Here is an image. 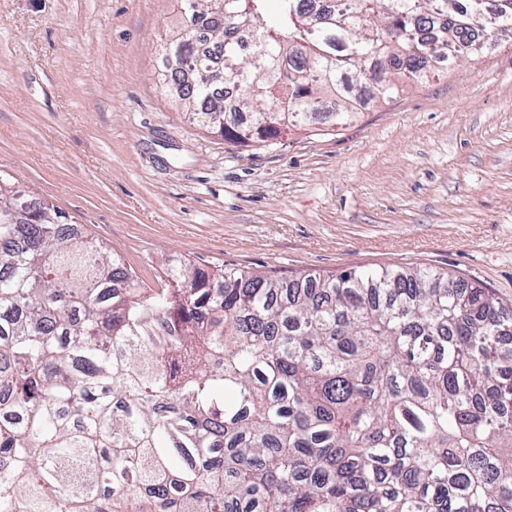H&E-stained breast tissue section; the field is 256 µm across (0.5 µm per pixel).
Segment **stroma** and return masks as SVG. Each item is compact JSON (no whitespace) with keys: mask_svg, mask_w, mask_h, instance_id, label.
Masks as SVG:
<instances>
[{"mask_svg":"<svg viewBox=\"0 0 512 512\" xmlns=\"http://www.w3.org/2000/svg\"><path fill=\"white\" fill-rule=\"evenodd\" d=\"M179 0H0V173L145 285L170 266L443 269L512 302V35L342 126L239 146L161 79Z\"/></svg>","mask_w":512,"mask_h":512,"instance_id":"stroma-1","label":"stroma"}]
</instances>
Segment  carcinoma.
<instances>
[{
	"instance_id": "cac0c4a2",
	"label": "carcinoma",
	"mask_w": 512,
	"mask_h": 512,
	"mask_svg": "<svg viewBox=\"0 0 512 512\" xmlns=\"http://www.w3.org/2000/svg\"><path fill=\"white\" fill-rule=\"evenodd\" d=\"M197 2L163 81L243 146L512 35V0ZM66 223L0 177V512H512V303L430 268L146 288Z\"/></svg>"
}]
</instances>
